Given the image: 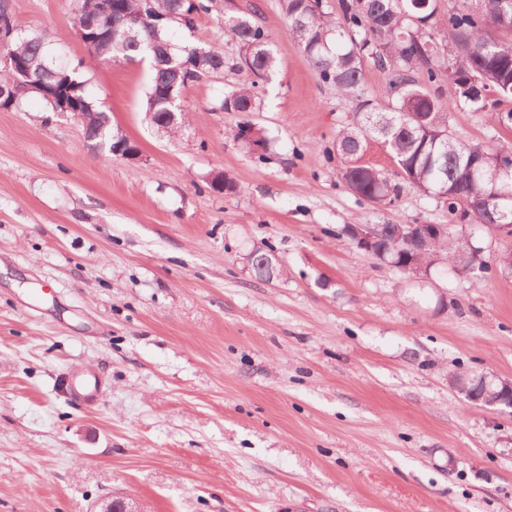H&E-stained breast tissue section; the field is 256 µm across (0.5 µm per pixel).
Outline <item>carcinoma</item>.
I'll return each mask as SVG.
<instances>
[{"label": "carcinoma", "instance_id": "cac0c4a2", "mask_svg": "<svg viewBox=\"0 0 512 512\" xmlns=\"http://www.w3.org/2000/svg\"><path fill=\"white\" fill-rule=\"evenodd\" d=\"M288 22V33L319 80L334 87L345 99H359L357 123L336 135V142L347 156L355 155L369 138L381 140L396 164L394 177L378 170L350 168L341 179L354 188L357 197L370 201L375 195L403 187L415 188L442 202L455 216L460 201L469 207L468 223L494 221L512 223V169L497 171L482 163L481 175L473 177L470 161L484 155H511V146L488 147L448 141V117L444 112V91L454 102L463 101L473 110L486 108L488 94L512 98V49L486 28V18L466 6L448 13L440 21L433 0H343L342 15L329 16L322 0H280ZM98 0H78L74 25L82 28L97 16ZM211 10V0H112V22L125 17H144L138 41H128L107 25H102L97 56L127 61L148 56L154 72L146 93L145 117L159 131L172 133L184 120L180 98L188 85H172L170 54L174 64L185 69L190 83L205 74L220 73L231 66L244 73L242 83L224 94L219 102L223 112L257 110V89L278 68V58L268 35L256 19V12H239L224 18V35L238 44L240 51L232 64L224 52L188 40H176L174 28H191L196 16ZM443 23L452 31L456 52L447 66L435 61L447 48L430 33ZM13 33L0 45V52L15 60L29 77L58 85L55 77L67 76L70 88L84 115V139L99 150L113 155L138 149L120 129L108 123L107 110L94 99L82 79V64L74 65L54 53L45 36L28 33L12 24ZM386 72L394 102L378 105L361 98L367 62ZM424 71L425 83L414 74ZM471 76L481 81L471 87L464 83ZM173 112L176 121L166 123ZM383 244L394 267L403 264V238L417 231L409 224L380 225ZM472 242L467 239L442 240L413 256L420 264L435 263L448 271H468Z\"/></svg>", "mask_w": 512, "mask_h": 512}]
</instances>
